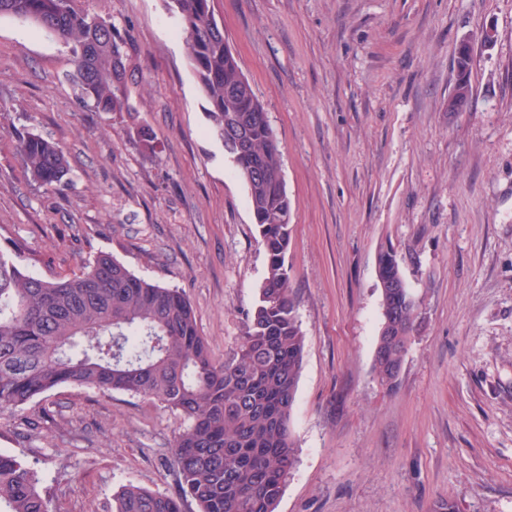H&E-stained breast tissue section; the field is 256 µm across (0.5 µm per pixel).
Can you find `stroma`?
<instances>
[{
	"mask_svg": "<svg viewBox=\"0 0 512 512\" xmlns=\"http://www.w3.org/2000/svg\"><path fill=\"white\" fill-rule=\"evenodd\" d=\"M128 39L133 114L80 101L69 47L0 16V246L56 279L111 254L180 290L216 359L265 277L248 190L213 134L163 0H74ZM267 111L292 201L291 289L306 337L296 464L277 512H512V0H215ZM493 30V42L481 39ZM471 45L472 97L448 115ZM149 127L157 150L129 134ZM57 142L65 187L34 184L19 135ZM392 247L417 329L376 380L377 259ZM162 405L62 386L0 415V452L53 512H112L122 486L176 494Z\"/></svg>",
	"mask_w": 512,
	"mask_h": 512,
	"instance_id": "35a3bbf8",
	"label": "stroma"
}]
</instances>
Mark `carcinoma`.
<instances>
[{"instance_id":"carcinoma-1","label":"carcinoma","mask_w":512,"mask_h":512,"mask_svg":"<svg viewBox=\"0 0 512 512\" xmlns=\"http://www.w3.org/2000/svg\"><path fill=\"white\" fill-rule=\"evenodd\" d=\"M180 22L187 59L208 104L212 132L248 188L266 275L247 312L238 346L224 361L200 334L179 290L134 275L107 253L69 278L46 279L21 267L14 246L0 247V414L62 385L122 391L170 409L180 426L171 441L179 491L134 484L112 497V512H276L295 465L290 429L305 336L290 288L286 255L291 199L279 144L262 102L244 76L214 14V0H164ZM36 24L70 47L81 99L97 112L133 107L127 92L126 42L111 22L76 10L73 0H0V16ZM470 52H457V76L446 112L472 95ZM142 151L155 137L135 127ZM17 156L40 186L66 183L69 163L53 141L28 133ZM378 286L387 331L377 336L380 385L393 373L415 327L414 303L397 254H378ZM37 471L0 453V512H52Z\"/></svg>"}]
</instances>
